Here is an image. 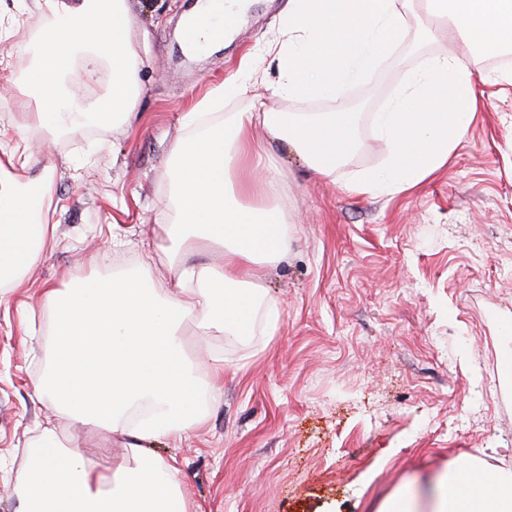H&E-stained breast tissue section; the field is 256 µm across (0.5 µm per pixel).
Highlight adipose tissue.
<instances>
[{"instance_id":"1","label":"adipose tissue","mask_w":512,"mask_h":512,"mask_svg":"<svg viewBox=\"0 0 512 512\" xmlns=\"http://www.w3.org/2000/svg\"><path fill=\"white\" fill-rule=\"evenodd\" d=\"M410 0H287L281 38L274 47L278 83L273 92L302 99L329 97L367 77L399 44ZM47 20L39 32L36 63L17 98L18 128L36 124L47 138L69 121L58 105L61 64L86 46L87 76L101 62L112 66V85L99 117L130 119L138 102L139 58L130 39L125 0H32ZM427 34L489 49L512 48V0H425ZM198 104L186 121L196 137L172 152L169 199L176 219L163 223L160 244L172 285L158 290L146 279L97 278L107 258L89 256V273L76 293L50 289L54 308L53 357L46 379L33 387L58 414L120 440L117 467L89 463L69 451L55 429L29 446L30 471L17 512H190L177 467L152 455L145 441L179 439L198 423L200 369L186 349V324L216 336H253L258 314L276 329L278 311L262 307L253 269L279 262L291 241L279 209L270 204L277 176L257 179V146L249 130L266 126L290 141L308 166L330 175L358 144L351 112H238L231 118ZM481 107L469 59L442 56L411 73L401 92L374 113L385 166L348 185L350 192L400 193L446 166ZM29 163L20 144L0 130V288L17 287L56 237L42 219L45 178L25 183L3 171ZM220 247L221 265L186 261L198 248ZM474 479L441 476L427 502L396 493L379 512H512V480L474 467Z\"/></svg>"}]
</instances>
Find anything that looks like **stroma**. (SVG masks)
Instances as JSON below:
<instances>
[{
	"instance_id": "obj_1",
	"label": "stroma",
	"mask_w": 512,
	"mask_h": 512,
	"mask_svg": "<svg viewBox=\"0 0 512 512\" xmlns=\"http://www.w3.org/2000/svg\"><path fill=\"white\" fill-rule=\"evenodd\" d=\"M285 0H250L232 37L188 58L178 25L186 0H126L141 94L125 124L70 126L46 141L38 126L15 132L30 157L27 177L51 184L44 211L57 225L51 250L21 288L0 293V512H15L27 443L57 424L66 446L89 462H119L120 443L77 421H58L33 393L50 356L53 318L44 291L73 288L95 251L103 279L139 271L168 285L158 248L159 208L169 195L172 149L190 135L180 117L210 96L253 52L258 79L277 75L267 50L280 37ZM42 18L0 0V65L24 80L27 49ZM412 21L367 79L333 97L265 94L269 112H355L360 142L323 177L295 148L255 125L261 171L277 174L274 199L293 241L260 269L275 333L252 339L188 327L189 355H223L224 372L203 373L204 422L182 439H158L177 466L191 512H378L409 478L466 462L512 477V86H484L483 105L445 167L412 190L370 197L347 191L385 160L370 116L426 60L469 56L427 38ZM112 82L109 64L87 78L66 64L64 93L96 106Z\"/></svg>"
}]
</instances>
